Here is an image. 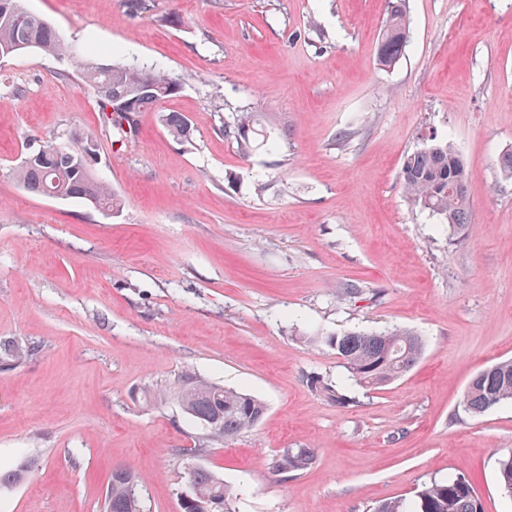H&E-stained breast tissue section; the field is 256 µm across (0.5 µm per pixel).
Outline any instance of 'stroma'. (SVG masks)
I'll list each match as a JSON object with an SVG mask.
<instances>
[{"mask_svg":"<svg viewBox=\"0 0 512 512\" xmlns=\"http://www.w3.org/2000/svg\"><path fill=\"white\" fill-rule=\"evenodd\" d=\"M26 0L106 63L180 79L134 134L105 123L79 60L0 58V465L35 477L0 512H103L116 466L142 512H180L209 468L234 512H369L454 476L485 512L512 403L474 416L478 370L512 359V0H405L409 42L377 63L389 0ZM176 15L180 24H169ZM178 113L191 135L162 122ZM255 119L242 153L224 128ZM98 141L103 213L16 180L27 142ZM450 142L471 174L465 239L411 204L403 157ZM416 331L426 351L379 387L350 379L330 336ZM262 399L261 421L216 442L182 412L184 371ZM164 400H156V393ZM288 448L306 469L274 471Z\"/></svg>","mask_w":512,"mask_h":512,"instance_id":"obj_1","label":"stroma"}]
</instances>
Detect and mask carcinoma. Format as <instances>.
Masks as SVG:
<instances>
[{
	"instance_id": "carcinoma-1",
	"label": "carcinoma",
	"mask_w": 512,
	"mask_h": 512,
	"mask_svg": "<svg viewBox=\"0 0 512 512\" xmlns=\"http://www.w3.org/2000/svg\"><path fill=\"white\" fill-rule=\"evenodd\" d=\"M0 53L10 55L31 48L60 59L73 58L64 37L45 20L30 13L23 0H0ZM408 44L406 11L402 0L394 3L386 17L378 42L377 61L384 68L394 66L404 56ZM89 59L82 63L80 74L91 85L103 105L111 109L109 124L122 133L133 132L141 113L158 102L176 95L181 83L161 70L136 64L95 63L96 53L88 43ZM168 132L177 138L190 136L188 120L177 114L163 118ZM254 120L242 116L229 129L242 148L250 145L249 132ZM87 149L97 151L96 141L86 135L73 134L68 145L47 140L38 146L31 159L17 170L19 182L30 192L45 196L52 192L67 199L88 201L102 212L119 210L121 200L95 175L93 167L83 161ZM471 174L461 157L446 141L404 156L400 181L408 200L440 216L457 234H464L471 223L467 184ZM328 343L336 349L349 376L360 384L379 385L410 372L424 354L423 339L410 329L395 327L378 332H350L333 336ZM183 413L201 425L214 441L231 439L254 427L265 413L258 398L235 389L199 378L188 371L174 391ZM512 403V360H502L479 370L470 380L463 396V407L474 416L504 403ZM314 457L311 448H289L275 461L278 473L307 468ZM30 473L29 466L0 469V487L19 485ZM190 499L181 502V512H230V491L222 480L205 467L194 471ZM499 484L512 496V456L500 462ZM136 479L131 469L112 473L105 497L106 512H140ZM371 512H483L472 480L465 476L423 486L414 499L394 498L378 503Z\"/></svg>"
}]
</instances>
